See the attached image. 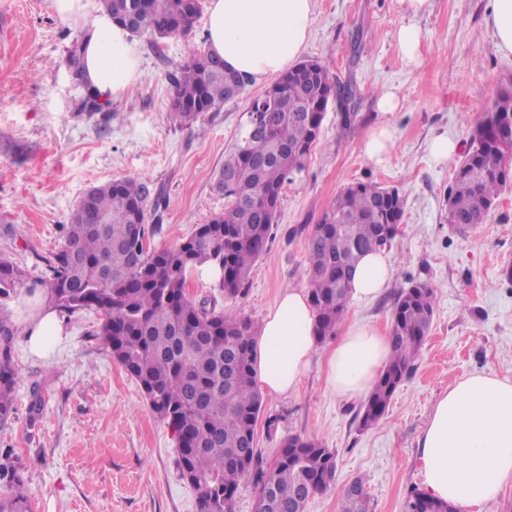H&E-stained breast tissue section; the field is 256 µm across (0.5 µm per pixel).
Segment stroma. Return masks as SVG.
Listing matches in <instances>:
<instances>
[{
	"label": "stroma",
	"instance_id": "1",
	"mask_svg": "<svg viewBox=\"0 0 512 512\" xmlns=\"http://www.w3.org/2000/svg\"><path fill=\"white\" fill-rule=\"evenodd\" d=\"M488 7L489 0H431L415 16L403 0H315L302 57L355 86L357 120L345 127L328 103L320 142L305 171L285 186L275 237L231 308L258 326L282 291L308 287L306 239L346 185L397 188L404 209L385 294L349 303L296 392L263 397L255 434L264 462L291 435L336 454L333 488L311 497L305 512H339L344 489L357 478L368 512H402L408 492L423 486L418 440L441 392L476 372L512 379V284L503 275L512 266V188L479 227L457 230L448 222L446 195L459 159L439 164L430 154L440 136L465 150L478 109L512 82V54L498 50ZM96 15L92 6L64 20L52 0H0V257L34 277L44 275L45 258L62 245L72 208L92 186L137 178L161 193L162 206L146 218L155 247L183 242L223 212L214 178L250 101L269 87L250 81L238 98L192 125L167 121L174 95L167 73L184 59L187 43L205 46L200 19L186 40L169 38L155 48L139 38L143 79L110 111H72L64 60ZM410 24L421 32L417 66L398 45L400 28ZM383 91L396 95L397 112H377ZM383 122L393 147L377 164L364 142ZM419 281L435 290L431 331L385 417L360 429V400L339 399L326 386L325 353L353 322L389 330L396 297ZM59 319L65 340L46 357L31 354L18 332L16 413L0 428V449L13 450L24 467L31 512H199L196 492L178 470L174 434L112 358L99 334L101 314ZM36 394L41 407L34 413Z\"/></svg>",
	"mask_w": 512,
	"mask_h": 512
}]
</instances>
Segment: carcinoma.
<instances>
[{"mask_svg":"<svg viewBox=\"0 0 512 512\" xmlns=\"http://www.w3.org/2000/svg\"><path fill=\"white\" fill-rule=\"evenodd\" d=\"M204 0H99L100 9L136 35L157 45L186 37L203 11ZM83 40L67 51L66 66L75 75L76 112H107L111 103L84 81ZM174 89L167 118L192 125L198 114L231 99V85L244 79L224 61L195 45L168 73ZM265 103L269 134L241 129L224 156L214 189L224 196V212L199 225L174 247L144 245L153 229L145 224L148 206L157 209L161 194L151 195L138 179H116L93 186L77 201L65 241L45 259L47 273L30 277L0 258V427L14 414L17 370L11 349L17 326L9 303L21 294L45 292L59 312L95 309L102 313V339L112 357L139 383L149 410L179 436L178 465L190 478L200 512H233L235 491L246 477L257 489L255 512H290L309 495L324 494L336 477L335 456L314 440L293 435L275 460L263 463L255 448V426L262 406L254 380L256 329L250 318L230 308L220 311L185 293L188 275L208 266L219 270L216 288L233 300L248 283L254 263L267 250L277 226L288 174L304 169L319 140L318 109L336 97L345 124L356 89L318 61L298 64L272 85ZM512 84L482 110L463 159L448 188V223L475 228L512 180ZM396 189L357 182L342 189L314 225L306 241L310 301L316 335L333 336L350 301L349 284L360 258L381 244L384 225L395 220ZM435 291L415 282L396 298L390 324L391 355L360 409L361 423L383 419L401 381L411 369L434 316ZM0 462V512H30L21 464L12 451ZM363 480L344 491L340 512H366ZM430 512H456L428 494L415 491L404 512H418L422 500Z\"/></svg>","mask_w":512,"mask_h":512,"instance_id":"carcinoma-1","label":"carcinoma"}]
</instances>
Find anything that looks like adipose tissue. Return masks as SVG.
Masks as SVG:
<instances>
[{"label":"adipose tissue","mask_w":512,"mask_h":512,"mask_svg":"<svg viewBox=\"0 0 512 512\" xmlns=\"http://www.w3.org/2000/svg\"><path fill=\"white\" fill-rule=\"evenodd\" d=\"M313 0H209L207 48L225 68L262 82L285 72L302 55L310 33ZM144 71L131 33L98 14L84 39V76L101 98L118 100ZM394 275L387 252L373 250L358 262L352 300L379 296ZM316 313L306 289L281 292L255 342V378L270 395L298 390L318 340ZM31 353L45 356L62 340L57 313L40 301L27 328ZM391 353L388 336L374 324L350 325L325 357L326 383L346 399L368 395ZM427 493L469 512L494 498L512 478V380L478 372L443 391L419 439Z\"/></svg>","instance_id":"obj_1"}]
</instances>
